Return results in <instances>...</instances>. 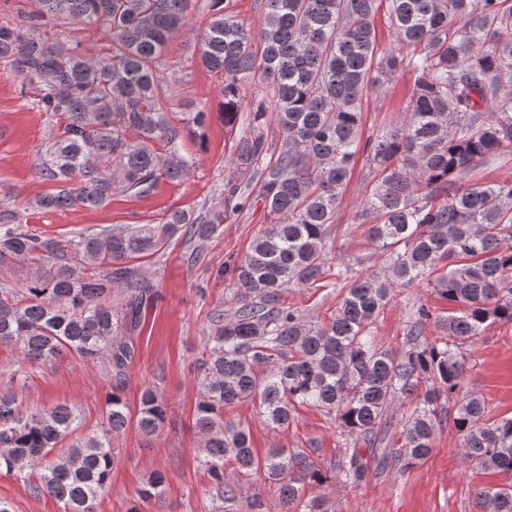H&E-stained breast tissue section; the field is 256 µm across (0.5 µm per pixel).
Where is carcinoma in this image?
Returning a JSON list of instances; mask_svg holds the SVG:
<instances>
[{"label":"carcinoma","mask_w":512,"mask_h":512,"mask_svg":"<svg viewBox=\"0 0 512 512\" xmlns=\"http://www.w3.org/2000/svg\"><path fill=\"white\" fill-rule=\"evenodd\" d=\"M36 3L20 23H0V70L20 78L21 96L35 92L40 110L60 124L36 156L37 174L55 189L22 210L0 206V264L36 265L22 293L0 291V344L18 346L31 364L67 352L105 360L124 379L132 335L155 298L136 261L180 242L187 261L200 262L258 182L270 222L224 266L232 307L213 314L196 360L203 496L263 512L226 482L232 464L276 483L283 512H321L306 496L327 480L321 462L283 448L256 454L250 429L224 419V410L243 403L277 428L299 405L321 411L352 438L339 466L354 486L373 467L406 470L427 459L444 424L465 460L512 474V418H489L485 400L464 389V350L486 324H512V181L467 182L512 144V0H265L256 29L225 0H212L198 61L221 78L224 125L242 131L224 205L199 214L174 208L160 224L65 240L37 233L26 210L101 209L117 189L143 198L162 180H184L194 161L182 142L202 136L207 112H187L176 124L160 93L159 59L186 26L193 0ZM380 14L392 29L386 46L376 36ZM53 20L107 26L111 54L89 59L48 42L41 31ZM403 72L415 76L407 120L364 146L371 176L359 207L373 218L366 233L379 247V269H335L330 226L359 151L362 101ZM255 75L261 83L246 102L241 84ZM271 123L281 132L273 161ZM328 277L341 293L326 322L312 324L285 303L284 289ZM412 287L431 288L458 309L443 317L417 305L409 348L395 355L379 345L374 324L393 289ZM114 288L125 294L116 305ZM407 399L412 409L393 417V405ZM166 413L153 388L143 389L134 414L116 387L101 429L64 446L78 430L74 410L28 411L15 392L1 390L0 470L53 497L63 512H96L115 464L112 436L133 421L152 437ZM392 434L401 447L384 446ZM166 481L153 471L128 512L160 497ZM474 499L480 512H512V482L484 486Z\"/></svg>","instance_id":"1"}]
</instances>
